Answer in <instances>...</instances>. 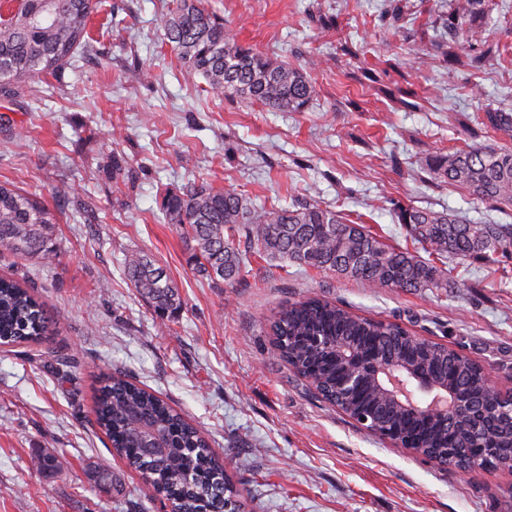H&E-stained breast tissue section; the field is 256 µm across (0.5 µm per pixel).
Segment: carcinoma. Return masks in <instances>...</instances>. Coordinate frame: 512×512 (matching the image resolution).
I'll return each mask as SVG.
<instances>
[{
    "mask_svg": "<svg viewBox=\"0 0 512 512\" xmlns=\"http://www.w3.org/2000/svg\"><path fill=\"white\" fill-rule=\"evenodd\" d=\"M158 21L180 61L225 97H242L279 112H303L315 87L301 69L275 62L241 45L224 21L201 0H173ZM95 0H0V93L39 74L55 73L82 45ZM429 174L467 187L482 201L512 203V150L457 151L428 165ZM160 209L179 229L197 260L198 275L231 284L250 254L287 259L305 269L333 273L376 288L427 291L463 288L448 283L434 260L496 261L512 244V224H471L459 215L400 208L399 223L433 256L426 260L383 243L361 224L317 202L266 208L242 193L207 184L167 190ZM45 204L0 182V247L51 263L57 257L54 224ZM125 271L137 293L161 315L181 305L177 286L147 255L127 256ZM53 319L34 289L0 277V346L36 342L52 333ZM280 359L299 368L322 398L366 427L387 432L435 455L443 468L471 472L512 470V398H491V414H469L448 426L416 415L380 393L366 379L353 392L341 389L345 365L336 348L350 345L397 368L412 367L448 382L466 400L487 394L483 367L468 355L434 341L416 342L402 326L358 316L316 296L279 307L267 323ZM94 422L125 465L151 480L173 512H224V463L199 430L156 394L122 373L103 377L95 390ZM98 489L112 494V471L88 470Z\"/></svg>",
    "mask_w": 512,
    "mask_h": 512,
    "instance_id": "carcinoma-1",
    "label": "carcinoma"
}]
</instances>
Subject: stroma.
<instances>
[{"mask_svg":"<svg viewBox=\"0 0 512 512\" xmlns=\"http://www.w3.org/2000/svg\"><path fill=\"white\" fill-rule=\"evenodd\" d=\"M167 3L103 0L86 47L0 97V181L55 213L59 247L50 265L0 249V275L34 288L56 331L0 348V512H166L94 424V390L117 370L200 429L243 512H506L511 471L463 475L367 433L275 357L265 325L317 294L463 350L507 390L512 247L495 270L447 262L457 287L426 293L258 255L229 286L198 276L159 203L203 181L268 208L315 200L417 255L398 208L512 224V204L427 170L461 149L512 150V128L487 120L512 113V0H482L463 21L458 63L446 55L455 0H203L241 44L310 76L302 112L207 93L162 39ZM113 155L116 176L103 166ZM133 251L177 284L175 313L159 317L137 294L124 271ZM45 452L63 473L34 467ZM96 463L120 483L112 496L85 475Z\"/></svg>","mask_w":512,"mask_h":512,"instance_id":"obj_1","label":"stroma"}]
</instances>
